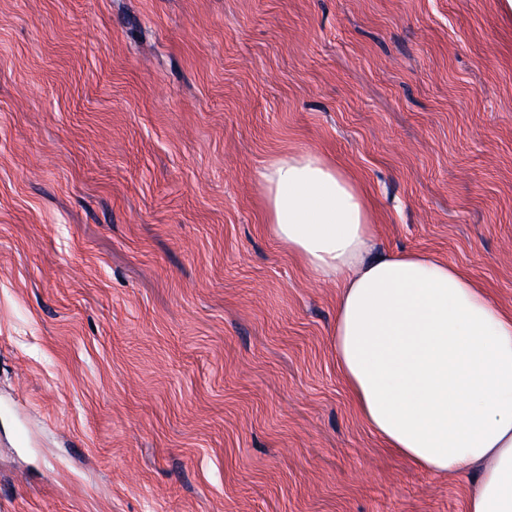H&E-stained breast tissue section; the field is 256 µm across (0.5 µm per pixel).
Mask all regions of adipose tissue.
Here are the masks:
<instances>
[{
    "mask_svg": "<svg viewBox=\"0 0 512 512\" xmlns=\"http://www.w3.org/2000/svg\"><path fill=\"white\" fill-rule=\"evenodd\" d=\"M254 180L271 235L339 290L331 345L367 429L425 471L474 472L467 512H512V308L434 255L375 253L363 189L319 155Z\"/></svg>",
    "mask_w": 512,
    "mask_h": 512,
    "instance_id": "obj_1",
    "label": "adipose tissue"
}]
</instances>
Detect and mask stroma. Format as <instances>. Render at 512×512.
<instances>
[{
	"mask_svg": "<svg viewBox=\"0 0 512 512\" xmlns=\"http://www.w3.org/2000/svg\"><path fill=\"white\" fill-rule=\"evenodd\" d=\"M512 308L500 0H0V512H466L356 415L255 171Z\"/></svg>",
	"mask_w": 512,
	"mask_h": 512,
	"instance_id": "obj_1",
	"label": "stroma"
}]
</instances>
